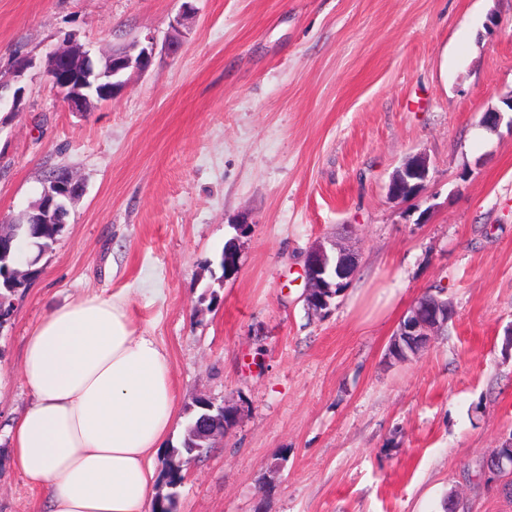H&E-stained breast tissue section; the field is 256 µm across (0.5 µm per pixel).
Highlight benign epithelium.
I'll list each match as a JSON object with an SVG mask.
<instances>
[{
	"label": "benign epithelium",
	"instance_id": "1",
	"mask_svg": "<svg viewBox=\"0 0 512 512\" xmlns=\"http://www.w3.org/2000/svg\"><path fill=\"white\" fill-rule=\"evenodd\" d=\"M153 62V48L139 47L134 44L120 52L106 57L102 67L97 68L85 53H78L67 43L49 51L44 60V73L59 89L64 102L72 112H85L93 104V99H105L123 89L126 81L123 76L130 70L144 72ZM33 67L32 59L20 57L8 76L0 79V103L3 91L17 84L12 94L10 111L20 109L24 96V87L20 83ZM426 157L416 155L408 160L392 176L388 185V196L404 199L406 195L395 188L403 184H413L414 190L422 188L428 176ZM82 183L71 173H56L50 176L43 188L41 199L37 203L38 214L33 224H62L63 213L59 201H72L82 194ZM356 270V257L340 242L331 245L320 242L306 254L304 276L306 280L305 301L308 309L314 312L326 311L331 300L336 298V289L345 285ZM453 317V309L448 301L434 296L426 301L416 299L407 311L396 330L391 349L401 347L404 340L414 343L416 353L430 346L433 336L448 325ZM214 415L207 420L204 438L210 442L224 438L234 427L239 413L237 407L225 404L211 406Z\"/></svg>",
	"mask_w": 512,
	"mask_h": 512
}]
</instances>
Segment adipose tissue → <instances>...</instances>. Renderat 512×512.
<instances>
[{
	"mask_svg": "<svg viewBox=\"0 0 512 512\" xmlns=\"http://www.w3.org/2000/svg\"><path fill=\"white\" fill-rule=\"evenodd\" d=\"M29 404L7 429L11 464L46 512H151L175 424L169 356L127 296L88 293L27 336Z\"/></svg>",
	"mask_w": 512,
	"mask_h": 512,
	"instance_id": "1",
	"label": "adipose tissue"
}]
</instances>
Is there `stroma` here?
Segmentation results:
<instances>
[{"instance_id":"1","label":"stroma","mask_w":512,"mask_h":512,"mask_svg":"<svg viewBox=\"0 0 512 512\" xmlns=\"http://www.w3.org/2000/svg\"><path fill=\"white\" fill-rule=\"evenodd\" d=\"M0 0V216L61 169L83 184L0 329V512H37L6 429L28 405L25 338L79 295L128 296L173 368L179 447L198 397L236 426L183 464L176 512H512L483 463L512 439V0ZM183 20L182 47L165 40ZM94 63L153 38L145 72L68 111L43 69L67 34ZM423 155L409 200L387 194ZM249 229L237 233L240 216ZM237 270L218 266L228 240ZM342 241L357 269L328 313L303 265ZM440 291L455 315L405 362L388 346ZM428 170L429 166L425 156H413L393 174L388 185V196L394 199L408 198L409 196L396 192L395 188L406 184L410 188L413 187L417 192L422 188L424 181H426ZM410 181H414V184L411 185Z\"/></svg>"}]
</instances>
